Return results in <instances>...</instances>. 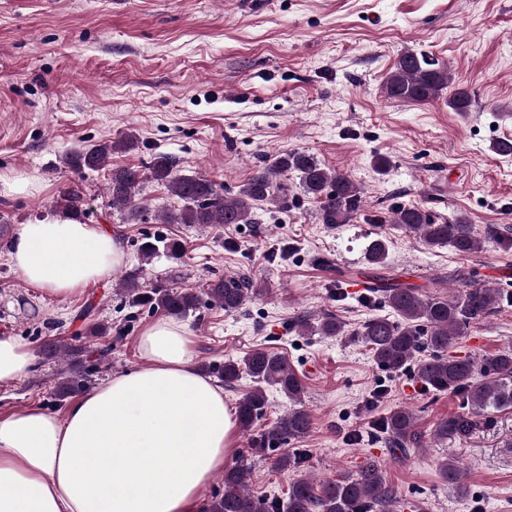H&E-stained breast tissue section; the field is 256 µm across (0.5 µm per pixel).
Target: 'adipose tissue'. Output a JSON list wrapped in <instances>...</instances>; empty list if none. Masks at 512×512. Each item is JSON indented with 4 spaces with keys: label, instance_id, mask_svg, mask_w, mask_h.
<instances>
[{
    "label": "adipose tissue",
    "instance_id": "ef3b65f1",
    "mask_svg": "<svg viewBox=\"0 0 512 512\" xmlns=\"http://www.w3.org/2000/svg\"><path fill=\"white\" fill-rule=\"evenodd\" d=\"M9 257L28 284L67 296L108 278L126 255L111 232L60 218L21 225ZM140 346L147 366L113 376L66 418L30 409L0 420V512H194L224 469L234 415L195 369L181 322L157 320ZM34 360L20 336L0 333V384Z\"/></svg>",
    "mask_w": 512,
    "mask_h": 512
}]
</instances>
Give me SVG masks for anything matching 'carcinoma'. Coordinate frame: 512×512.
<instances>
[{
  "label": "carcinoma",
  "mask_w": 512,
  "mask_h": 512,
  "mask_svg": "<svg viewBox=\"0 0 512 512\" xmlns=\"http://www.w3.org/2000/svg\"><path fill=\"white\" fill-rule=\"evenodd\" d=\"M448 68L430 62L412 49L401 52L386 77L384 89L392 100L412 104L428 103L441 98L450 88ZM472 107L469 90L461 85L453 87L448 96V108L454 112H468ZM137 138L129 133L116 140L108 139L88 148L74 151L64 163L82 172L95 171L106 164L115 151L135 149ZM293 173L298 178L301 192L319 203V219L324 224H347L359 209V188L339 171L322 164L306 151L289 150L277 154L273 161L258 165L247 182L233 195H224V187L201 174H181L176 162L169 156L154 157L149 171L133 167L112 169L107 193L109 205L126 222L141 216L136 196L151 180L163 184L176 197L181 208L161 215L165 224H193L199 227H222L226 224H254L255 210L263 202H286L288 184L284 177ZM60 200L63 216L81 221L84 202L78 191L64 189ZM390 223L420 234L432 247L451 246L461 254L477 252L483 241L477 238L472 225L463 220L453 224H437L418 207H402L393 211ZM144 261L158 253L179 259L184 246L177 239L145 236L133 242ZM373 264H383L387 243L372 240L367 248ZM258 284L251 278L231 274L209 282L204 294L208 300L224 309L227 315L239 312L246 301L257 293ZM384 303L396 318L376 317L366 321L357 336L373 354L376 362L392 373L413 365L418 377L436 392H450L459 396L460 410L441 419L434 430L438 440L448 437L466 438L478 431L484 420L494 411L512 409V346L476 362L470 357L449 353L461 337L462 330L495 311L501 300L497 288L479 284L466 288L457 296L424 295L416 286L386 282L377 286ZM117 291L132 308L163 311L176 317H188L200 310V295L192 288L172 287L156 280L145 281L143 268L127 271L118 282ZM303 332L321 336H340L343 323L331 314H323L318 324L303 315L296 319ZM48 358L61 361L64 369L58 373L53 394L63 402L82 394L89 386L95 366L108 349H96L90 358L82 346L63 341L50 342L42 347ZM247 375L256 383L237 403V421L241 430L248 432L265 417L270 402L264 386H272L284 393L295 404L273 425L261 431L255 439V453L276 454L274 465L281 469H300L304 457L280 449L290 441L305 437L311 428V414L301 407L304 384L286 358L256 350L240 360H228L217 369L216 376L231 387ZM378 428L387 435L392 450L406 456L411 447L421 442L416 430L415 414L408 408H397L383 416ZM251 463L242 458L224 469V493L215 495L204 506V512H393L398 503L397 491L386 480L377 459L368 460L354 474L337 480L315 482L305 475L288 487L284 499L259 498L246 487V474ZM442 478L448 486L460 493L467 492L462 468L453 460L441 463Z\"/></svg>",
  "instance_id": "1"
}]
</instances>
